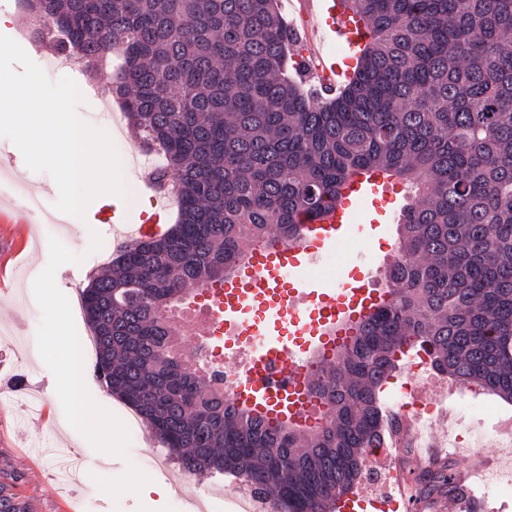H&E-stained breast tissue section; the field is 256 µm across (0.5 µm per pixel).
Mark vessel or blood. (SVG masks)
<instances>
[{"label": "vessel or blood", "mask_w": 512, "mask_h": 512, "mask_svg": "<svg viewBox=\"0 0 512 512\" xmlns=\"http://www.w3.org/2000/svg\"><path fill=\"white\" fill-rule=\"evenodd\" d=\"M299 42L309 47L321 87L335 88L344 75L331 46L343 41L347 52L368 42L369 28L337 0H298ZM392 187L379 172L354 175L343 199L324 217L304 220L296 240L255 247L251 259L223 282L195 292L190 307L202 316L205 342L230 348L236 377L230 397L250 415L269 421L303 423L314 415L309 395L317 349L349 341V325L365 321L390 298L381 288L376 259L353 258L347 278L329 282L311 276L312 266L330 256L354 234L386 233L396 220L389 209ZM149 222L133 224L113 214L114 235L134 241L161 235L170 201L156 194Z\"/></svg>", "instance_id": "b4317fda"}]
</instances>
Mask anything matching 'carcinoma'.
Listing matches in <instances>:
<instances>
[{"mask_svg": "<svg viewBox=\"0 0 512 512\" xmlns=\"http://www.w3.org/2000/svg\"><path fill=\"white\" fill-rule=\"evenodd\" d=\"M53 54L112 83L178 223L121 247L82 292L97 378L194 474L232 472L283 512H333L383 440L378 392L404 349L512 401V0H342L372 32L352 77L313 103L288 76L277 0H28ZM378 171L413 188L384 277L391 299L313 379L310 429L224 397L175 309L248 249ZM420 493L454 488L451 468Z\"/></svg>", "mask_w": 512, "mask_h": 512, "instance_id": "cac0c4a2", "label": "carcinoma"}]
</instances>
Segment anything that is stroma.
I'll use <instances>...</instances> for the list:
<instances>
[{
	"instance_id": "35a3bbf8",
	"label": "stroma",
	"mask_w": 512,
	"mask_h": 512,
	"mask_svg": "<svg viewBox=\"0 0 512 512\" xmlns=\"http://www.w3.org/2000/svg\"><path fill=\"white\" fill-rule=\"evenodd\" d=\"M0 198L11 208L0 212V389L9 396L0 406V491L13 494L26 512H191L185 497L174 488L180 468L149 429L132 433L130 409L97 378H89L83 398L96 417L119 427L121 444L106 454L103 440L83 423L70 422V403L55 393L57 367L63 353L47 327L52 309L38 286L41 275L53 279L57 293L77 300L92 274L104 271L120 247L109 225L52 224L44 209L31 206V192H39L46 207L57 197L45 172L30 170L21 151L0 137ZM25 190L17 192L15 179ZM399 242L397 232L380 239L359 235L344 241L335 254L315 268L317 277L344 271L356 254L387 256ZM427 398L464 411L467 424L491 428L512 418L507 402L477 384L463 383L436 373L417 382ZM426 443L442 447L443 463L452 469L472 465L476 457L496 459L495 449L459 452L448 446V423L428 422ZM421 446L404 443L397 454V478H386L388 495L411 494L416 476L425 470ZM78 463L74 481L55 475L59 462ZM144 474L168 490L166 497L145 499L129 494L125 478Z\"/></svg>"
}]
</instances>
